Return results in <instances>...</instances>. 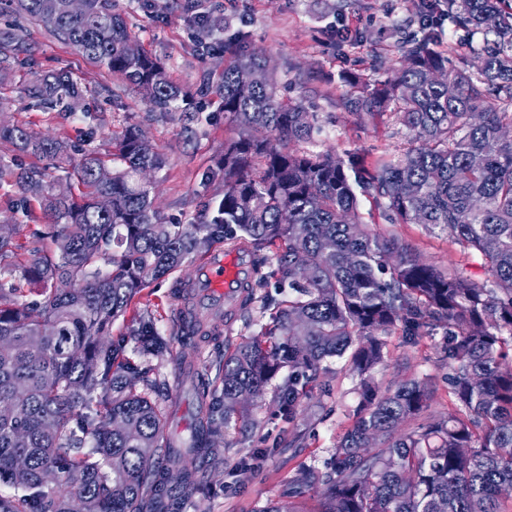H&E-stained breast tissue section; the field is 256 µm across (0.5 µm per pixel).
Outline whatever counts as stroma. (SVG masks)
Segmentation results:
<instances>
[{
	"label": "stroma",
	"mask_w": 512,
	"mask_h": 512,
	"mask_svg": "<svg viewBox=\"0 0 512 512\" xmlns=\"http://www.w3.org/2000/svg\"><path fill=\"white\" fill-rule=\"evenodd\" d=\"M115 5L125 14L139 44L164 64L173 82L191 93L189 105L165 114L149 111L120 79L57 41L41 25L0 12V28L23 25L30 68L70 69L86 88L82 111L73 115L45 112L17 92L19 77L10 75L0 121L25 125L37 135L65 138L75 149H93L103 155L109 152L112 131L128 123L140 125L166 158L153 179L157 205L171 224L208 223L212 202L224 193V178L215 158L235 130L225 119L216 92L225 55L209 48L211 19H220L224 39L238 52L266 50L269 71L283 94L306 98L318 126L306 150L341 156L359 153L371 162L394 154L410 134L396 119L361 117L340 107L338 97L345 78L357 73L370 82L384 80L399 63L400 41L407 32L438 40L454 61L470 57L472 47L481 42L447 19L434 24L424 21L419 0H209V18L204 22L183 13L175 0H116ZM359 216L373 232L413 244L427 263L443 269L459 264L478 283L488 278L480 258L465 257L447 234L388 223L382 209L367 196L360 200ZM1 220L15 225V243L53 251L51 239L44 235L47 221L42 212L35 202L25 201L9 177L0 180ZM213 251L208 245L191 254L182 267L143 289L132 303L134 311L154 317L158 334L167 344L163 356L141 349L130 318L112 325V337L124 340L126 356L159 382L172 409L170 434L174 437L191 433L199 414L198 389L204 378L215 377L225 351L251 339L269 321L268 312L257 305L239 312L233 323L216 322L214 336H183L184 298L176 286L194 282L201 262ZM383 341L386 360L374 374L379 388L428 375L436 382L429 413L451 411L443 335L422 336L409 345L393 332L384 335ZM327 369V374L310 384L302 411L292 424L279 415L278 384L270 382L261 407L254 411V424L230 426L219 436L213 453L198 462L205 490L186 494L182 512H258L267 502L281 500L289 481L303 468L322 465L352 426L360 399L359 380L343 361L330 360ZM295 428L304 432L303 444L279 452V445ZM263 448L270 454L260 467L236 480L233 470Z\"/></svg>",
	"instance_id": "35a3bbf8"
}]
</instances>
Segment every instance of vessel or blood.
I'll use <instances>...</instances> for the list:
<instances>
[{
    "label": "vessel or blood",
    "mask_w": 512,
    "mask_h": 512,
    "mask_svg": "<svg viewBox=\"0 0 512 512\" xmlns=\"http://www.w3.org/2000/svg\"><path fill=\"white\" fill-rule=\"evenodd\" d=\"M250 280V269L242 262L240 253L227 254L216 249L200 266L197 286L201 295L196 305L212 314L221 313L223 305L232 304L238 289Z\"/></svg>",
    "instance_id": "obj_1"
}]
</instances>
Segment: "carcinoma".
Masks as SVG:
<instances>
[{"instance_id": "1", "label": "carcinoma", "mask_w": 512, "mask_h": 512, "mask_svg": "<svg viewBox=\"0 0 512 512\" xmlns=\"http://www.w3.org/2000/svg\"><path fill=\"white\" fill-rule=\"evenodd\" d=\"M448 21L485 35L478 65H448L427 38L401 46L400 67L383 81L350 79L344 109L388 114L413 135L409 146L373 163L358 154L310 153L314 113L284 100L265 80L266 50L233 53L218 91L237 136L218 165L224 195L207 224H169L154 207L155 183L140 174L165 165L160 150L129 124L112 133L111 161L74 160L67 145L20 124L0 123V142L70 166L60 186L39 171L15 173L22 193L47 215L56 252L18 253L0 225V274L21 270L45 300L0 285V512H175L186 488L202 487L193 462L221 428L251 423L270 381L288 369L276 396L281 417L297 418L307 386L329 359L359 378L352 427L323 466L288 482L284 500L259 512H507L512 486V0H446ZM107 68L147 101L172 112L189 94L144 49L113 0H84L69 15L56 0H0ZM25 35L0 30L3 72L22 64ZM27 98L50 111L81 109L85 90L64 70L28 72ZM266 136L254 135L257 128ZM384 205L391 224L440 229L478 254L489 274L424 262L411 244L369 231L357 190ZM106 195L102 211L97 199ZM230 241L250 256L255 284L275 279L271 320L224 354L202 398L223 409L224 426L200 418L191 442L167 435V416L150 398L147 370L110 338L112 322L136 294L179 267L200 241ZM276 262L271 273L264 268ZM441 329L446 337L448 415L427 413L432 379L382 392L372 381L384 362L381 335L409 344ZM142 347L161 353L154 320L138 319Z\"/></svg>"}]
</instances>
